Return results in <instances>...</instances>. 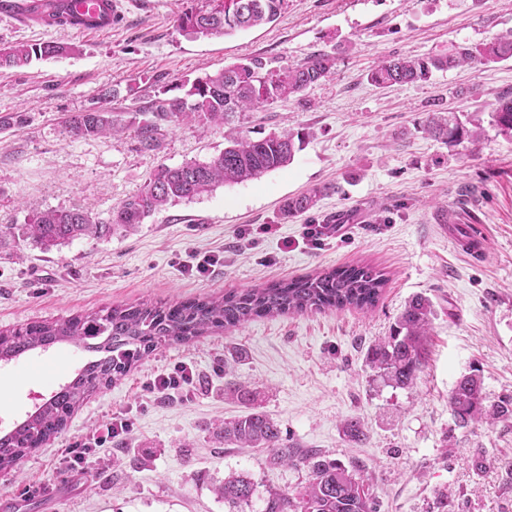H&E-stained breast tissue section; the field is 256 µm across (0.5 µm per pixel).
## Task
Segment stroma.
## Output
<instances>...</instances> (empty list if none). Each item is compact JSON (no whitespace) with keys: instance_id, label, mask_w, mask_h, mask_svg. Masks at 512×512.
Segmentation results:
<instances>
[{"instance_id":"35a3bbf8","label":"stroma","mask_w":512,"mask_h":512,"mask_svg":"<svg viewBox=\"0 0 512 512\" xmlns=\"http://www.w3.org/2000/svg\"><path fill=\"white\" fill-rule=\"evenodd\" d=\"M206 0H122L111 32L34 30L0 19V48L62 42L73 54L0 69V113L21 124L0 131V224L47 209L108 218L161 165L206 160L241 134L288 127L306 139L288 166L217 187L155 211L137 232L79 239L46 252L0 242V330L32 321L149 301L168 304L336 267L367 264L387 283L369 311L258 318L243 328L159 346L124 378L89 396L62 433L0 470V512H225L215 485L245 474L259 492L294 493L307 465L277 463L265 448L225 444L213 423L244 411L224 395L231 380L255 388L256 405L300 450L357 471L378 512H512V418L462 427L448 397L478 368L488 404L512 398V136L490 124L512 96V59L433 72L428 81L380 88L369 71L392 55L425 56L512 32V0H288L276 22L235 34L194 37L178 28ZM317 50L336 71L305 91L239 121L170 125L156 146L133 134L76 139L66 122L108 106L134 111L159 87L251 56L270 66ZM118 96L103 101L102 95ZM432 112L484 122L478 143L448 146L426 133ZM324 188L316 207L284 217V203ZM272 225L252 236V228ZM308 224H334L322 248L302 244ZM487 228L484 259L459 243ZM218 252L213 271L189 275L194 255ZM428 298L435 318L415 385L393 388L366 364L405 304ZM88 355L63 343L0 363V434L71 380ZM179 363L194 381L166 394L147 383ZM129 418L131 431L80 468L70 443ZM358 418L366 442L345 437ZM69 495L54 494L58 481Z\"/></svg>"}]
</instances>
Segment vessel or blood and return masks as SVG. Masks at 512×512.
I'll return each mask as SVG.
<instances>
[{"mask_svg": "<svg viewBox=\"0 0 512 512\" xmlns=\"http://www.w3.org/2000/svg\"><path fill=\"white\" fill-rule=\"evenodd\" d=\"M120 0H0V16L26 27L99 32L111 29Z\"/></svg>", "mask_w": 512, "mask_h": 512, "instance_id": "b4317fda", "label": "vessel or blood"}]
</instances>
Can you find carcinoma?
I'll return each mask as SVG.
<instances>
[{
    "instance_id": "obj_1",
    "label": "carcinoma",
    "mask_w": 512,
    "mask_h": 512,
    "mask_svg": "<svg viewBox=\"0 0 512 512\" xmlns=\"http://www.w3.org/2000/svg\"><path fill=\"white\" fill-rule=\"evenodd\" d=\"M287 5L288 0H207V8L184 14L179 27L196 37L229 35L276 21ZM74 51L75 47L57 42L17 44L0 50V68L23 67L34 59ZM511 58L512 37H497L474 46L460 44L445 54L393 56L372 69L368 80L383 87L412 84L428 79L435 70ZM335 69L336 56L322 50L297 64L277 67L269 66L260 56H253L202 77L160 87L127 120L122 112L89 109L72 115L67 128L76 139L114 136L131 129L140 145L151 149L156 146L162 128L168 125L226 123L259 106L299 96L328 78ZM173 90L181 94L173 95ZM492 119L502 133L512 135L511 98L498 103ZM424 130L445 138L450 146L465 140L475 143L482 135L481 123L475 121L467 127L433 118ZM305 138L306 133L290 129L274 130L257 140L243 134L206 161H189L177 167L159 166L144 189L113 207L106 220L95 219L79 208L49 209L34 215L26 224H1L0 241L29 240L50 251L75 239H99L117 231H135L156 210L191 200L219 185L258 179L287 166ZM325 191L324 187L288 199L283 214L290 217L313 209ZM385 284L380 271L369 265H357L222 296L170 305L148 302L118 305L0 331V362L4 363L36 350L46 351L59 343H69L95 354L71 381L61 385L11 432L0 437V468L12 466L56 438L88 396L126 376L162 343H184L212 331L239 329L256 318L347 307L368 310L379 301ZM433 317L428 299L412 298L390 336L368 349L369 366L395 387H412L427 360V336ZM224 392L247 408L245 413L224 421L219 427L225 443L238 448H267L278 462H306L311 470V478L295 493L269 491L263 512H377V503L364 480L339 460L315 450L302 453L288 446L279 424L252 406V391L227 380ZM485 402L482 377L476 370L462 376L448 397L452 414L462 427L484 415L494 420L512 418L511 400L492 405L490 411ZM343 432L356 442L367 439L366 428L355 418L344 421ZM216 491L224 498L227 512H247L256 483L248 477H230Z\"/></svg>"
}]
</instances>
